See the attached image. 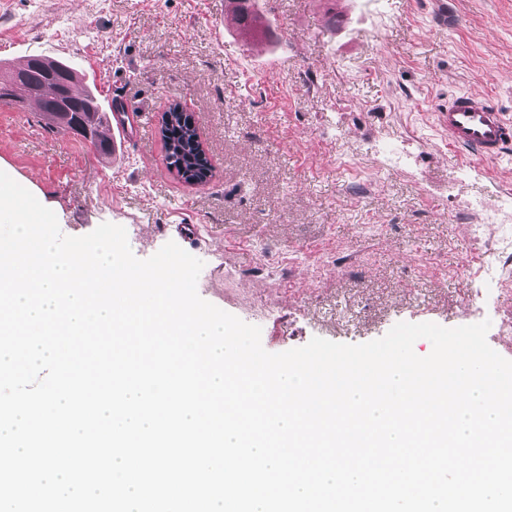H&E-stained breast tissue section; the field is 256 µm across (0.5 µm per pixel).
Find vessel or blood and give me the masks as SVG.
<instances>
[{
	"instance_id": "b4317fda",
	"label": "vessel or blood",
	"mask_w": 512,
	"mask_h": 512,
	"mask_svg": "<svg viewBox=\"0 0 512 512\" xmlns=\"http://www.w3.org/2000/svg\"><path fill=\"white\" fill-rule=\"evenodd\" d=\"M438 122L449 145L468 150L480 161H495L512 147V120L486 97L472 93L452 97L447 111L439 113ZM141 124L140 114L126 107L113 113L112 123L103 136L118 154L138 135Z\"/></svg>"
}]
</instances>
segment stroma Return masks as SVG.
I'll list each match as a JSON object with an SVG mask.
<instances>
[{
  "label": "stroma",
  "mask_w": 512,
  "mask_h": 512,
  "mask_svg": "<svg viewBox=\"0 0 512 512\" xmlns=\"http://www.w3.org/2000/svg\"><path fill=\"white\" fill-rule=\"evenodd\" d=\"M255 0L262 53L219 28L225 0H0V61L45 56L85 74L144 130L103 164L80 137L0 104V171L83 236L123 226L146 259L173 241L204 259L201 298L259 326L280 353L321 337L362 344L396 323L460 326L468 297L512 316V252L468 203L512 206V153L486 163L444 143L450 96L512 118V0ZM179 103L212 164L170 172L160 119Z\"/></svg>",
  "instance_id": "1"
}]
</instances>
